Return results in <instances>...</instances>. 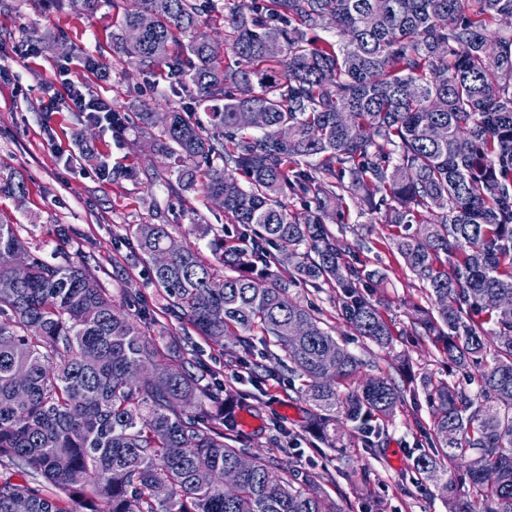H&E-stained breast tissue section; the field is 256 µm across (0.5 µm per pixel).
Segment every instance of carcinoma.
<instances>
[{
	"label": "carcinoma",
	"mask_w": 512,
	"mask_h": 512,
	"mask_svg": "<svg viewBox=\"0 0 512 512\" xmlns=\"http://www.w3.org/2000/svg\"><path fill=\"white\" fill-rule=\"evenodd\" d=\"M216 9L122 0L116 15L122 52L204 106L209 127L175 102L165 125L153 112H116L112 125L148 135L179 190L224 197L234 226L211 240L215 261L186 242L160 265L170 225L131 224L133 256L197 335L260 350L254 380L297 378L308 429L344 448V425L392 415L407 388L360 377L367 363L291 288L333 285L350 327L390 348L363 245L342 249L330 225L348 196L399 228L394 245L429 301L416 339L475 384L422 378L434 421L414 469L448 512H512V36L492 30L512 0H233L225 47L202 31ZM317 29L336 40L315 42ZM250 110L265 115L257 135ZM2 194L23 198V178L1 173ZM284 262L286 279L274 271ZM86 267L66 252L45 259L0 223V465L52 486L0 475V512L19 500L27 512H340L316 478L279 477L255 455L224 491L219 474L248 455L233 445L231 398L160 346L148 309L119 313Z\"/></svg>",
	"instance_id": "obj_1"
}]
</instances>
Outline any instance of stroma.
<instances>
[{"label": "stroma", "instance_id": "35a3bbf8", "mask_svg": "<svg viewBox=\"0 0 512 512\" xmlns=\"http://www.w3.org/2000/svg\"><path fill=\"white\" fill-rule=\"evenodd\" d=\"M112 0H101L91 14L74 13L69 0H0V166L23 175L24 202L0 198V219L18 224L20 234L43 256H51L61 237L72 252L89 256L88 269L115 300L136 296L156 320L161 345L178 349L192 342L194 363L204 380L241 395L239 416L249 453L283 478L310 474L342 512H448L432 481L418 476L413 461L428 447L432 409L424 395L406 396L394 415L381 422L373 448L357 429L346 428L345 449L334 450L307 429L308 405L288 376L255 386L239 370L246 359L239 349L211 344L168 312L163 289L148 281L146 267L132 260L126 238L131 224L154 222L162 211L173 234L197 242L196 225L220 230L227 219L214 201L192 191L171 193L158 183L165 160L130 128L114 134L105 124L76 111L62 84L90 90L111 101L119 112L165 111L171 96L164 78L143 76L133 58L118 49ZM95 70L84 67L86 57ZM107 154L115 174L99 177L79 144ZM332 230L343 246L363 244L362 260L386 281L374 295L391 322L394 348L387 351L357 336L336 310V290L295 288L293 294L319 310L326 328L368 364L369 374L403 382L399 358L409 361V375L440 377L448 361L429 342L412 340L415 306L426 303L422 283L406 269L393 238L395 227L371 222L350 207L346 224Z\"/></svg>", "mask_w": 512, "mask_h": 512}]
</instances>
